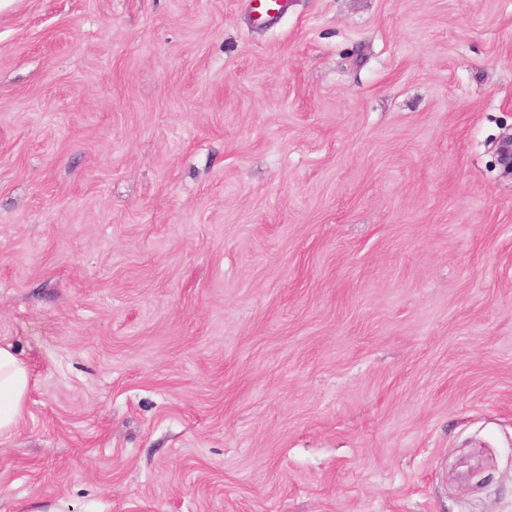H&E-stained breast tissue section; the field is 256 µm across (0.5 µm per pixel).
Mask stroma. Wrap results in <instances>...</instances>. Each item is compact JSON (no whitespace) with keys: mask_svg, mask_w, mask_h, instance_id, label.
Masks as SVG:
<instances>
[{"mask_svg":"<svg viewBox=\"0 0 512 512\" xmlns=\"http://www.w3.org/2000/svg\"><path fill=\"white\" fill-rule=\"evenodd\" d=\"M512 0H14L0 512H512ZM30 372L25 362L9 347L0 346V435L17 426L25 408Z\"/></svg>","mask_w":512,"mask_h":512,"instance_id":"obj_1","label":"stroma"}]
</instances>
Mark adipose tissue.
Returning a JSON list of instances; mask_svg holds the SVG:
<instances>
[{
    "instance_id": "1",
    "label": "adipose tissue",
    "mask_w": 512,
    "mask_h": 512,
    "mask_svg": "<svg viewBox=\"0 0 512 512\" xmlns=\"http://www.w3.org/2000/svg\"><path fill=\"white\" fill-rule=\"evenodd\" d=\"M30 386L25 362L10 348L0 346V435L11 433L21 419Z\"/></svg>"
}]
</instances>
